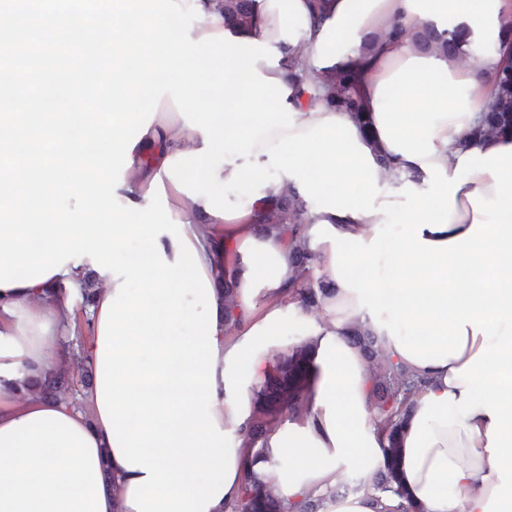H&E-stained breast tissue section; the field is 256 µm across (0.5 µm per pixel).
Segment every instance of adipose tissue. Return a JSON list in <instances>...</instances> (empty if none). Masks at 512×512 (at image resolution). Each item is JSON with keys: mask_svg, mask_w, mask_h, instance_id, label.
Returning <instances> with one entry per match:
<instances>
[{"mask_svg": "<svg viewBox=\"0 0 512 512\" xmlns=\"http://www.w3.org/2000/svg\"><path fill=\"white\" fill-rule=\"evenodd\" d=\"M178 2L199 21L192 39L225 32L277 48V65L261 60L256 67L288 89L295 132L337 114L321 101V82L339 71L353 72L367 121L356 135L378 164L379 183L397 179L421 190L427 177L424 163L443 165L451 176L468 152L512 148V136L469 137L493 101L497 71L512 61V31L506 27L512 0H256L254 20L247 27L225 20L224 0ZM424 24L455 26L463 41L482 44L486 51L473 60L463 53L452 57L421 50L410 35ZM293 71L299 80L290 79ZM413 102L421 103L422 111H411ZM159 106L164 119L151 122L123 173V201L141 206L148 202L153 178L163 174L166 159L204 146L200 131L174 118L170 95H163ZM385 159L390 162L386 168L381 165ZM164 188L172 217L183 222L204 272L224 261L236 288L234 314L242 320L238 329L226 331L224 303L216 301L217 398L211 412L220 429L235 436V472L221 503L208 512H225L240 496L251 397L262 382L271 349L280 344L287 312L302 309L296 290L308 280L320 290L321 314L307 333L315 350L308 412L267 436L269 460L255 470L289 505L334 487L353 450H361L366 473L383 466L382 434L369 412V374L347 341L353 329L370 331L374 324L359 308L356 293L335 278L331 242L314 243L311 234L317 223L326 221L339 233L368 241L382 215L312 211L294 233L278 224L259 226L255 205L230 220L210 214L204 198L187 197L172 180H165ZM475 191L493 198L490 174L470 175L455 195L450 226L424 232V239L445 242L467 233L475 218L468 195ZM299 248L314 255L309 273L293 262ZM90 266L86 257L80 264L63 265L43 282L0 288V512H135L128 491L143 472L118 461L96 392H89L78 408L64 399H43L29 385L34 371L61 361L58 339L66 334L86 336L84 361L96 365L102 307L117 282L111 273L100 276L87 319L77 322L73 297ZM479 348L471 342L460 358L422 366L404 359L393 339H386V357L422 382L400 426L401 441L409 440L427 395L460 396L462 385L453 372ZM490 422L481 409L467 416L457 435L439 436L415 479L403 481L404 496L361 491L327 502L323 512H402L407 506L415 512H483L500 483L487 451ZM288 454L294 455L295 465L277 467V460ZM108 473L114 478L110 487L104 482Z\"/></svg>", "mask_w": 512, "mask_h": 512, "instance_id": "ef3b65f1", "label": "adipose tissue"}]
</instances>
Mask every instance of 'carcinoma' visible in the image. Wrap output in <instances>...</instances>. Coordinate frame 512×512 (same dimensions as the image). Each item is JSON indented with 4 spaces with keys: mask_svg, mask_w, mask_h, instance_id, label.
I'll return each mask as SVG.
<instances>
[{
    "mask_svg": "<svg viewBox=\"0 0 512 512\" xmlns=\"http://www.w3.org/2000/svg\"><path fill=\"white\" fill-rule=\"evenodd\" d=\"M253 0H224V14L239 23L251 18ZM415 40L422 46L437 45L449 54L458 51V32L446 29L441 33L424 28L415 34ZM497 97L485 116L483 123L471 131L475 139L487 135L512 132V63L504 65L498 73ZM325 101L339 110L352 112L361 125H366L361 112V99L353 79L346 75L333 78L327 87ZM306 204L297 195L284 188L271 196L270 206L263 213L264 224H302ZM349 344L359 350L366 359L373 358L384 343V339L369 332L356 330L348 337ZM262 386L254 391L250 419L248 455L244 463V483L239 499L229 507V512H320L324 502L338 496L357 492L365 486L380 492H391L404 496L400 483V453L398 426L401 412L410 398L419 390L417 382L411 380L403 366L389 360L381 366L370 368L372 373L369 387L370 407L380 430L385 433L387 443L383 446L385 464L366 483L353 487L336 486L324 497L306 499L293 505V510L284 507L274 489L257 478L252 470L261 460L268 461L262 441L264 436L278 428L284 415L302 412L307 404L308 378L312 355L306 342L277 354ZM73 378L69 369L57 367L45 372L33 382L38 393L44 398L57 399L72 390Z\"/></svg>",
    "mask_w": 512,
    "mask_h": 512,
    "instance_id": "1",
    "label": "carcinoma"
}]
</instances>
